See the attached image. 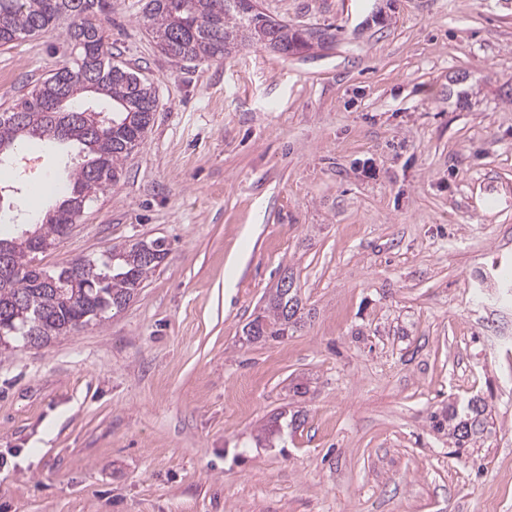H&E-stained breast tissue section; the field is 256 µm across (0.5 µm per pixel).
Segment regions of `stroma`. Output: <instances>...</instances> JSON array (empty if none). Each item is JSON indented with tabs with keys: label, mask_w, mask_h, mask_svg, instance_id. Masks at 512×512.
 I'll list each match as a JSON object with an SVG mask.
<instances>
[{
	"label": "stroma",
	"mask_w": 512,
	"mask_h": 512,
	"mask_svg": "<svg viewBox=\"0 0 512 512\" xmlns=\"http://www.w3.org/2000/svg\"><path fill=\"white\" fill-rule=\"evenodd\" d=\"M143 2L105 24L152 130L34 263L169 251L116 315L0 352V512H512V305L468 292L512 270V0H260L332 43L207 62L162 55ZM72 59L0 46V112ZM84 156L1 159L0 221ZM287 271L309 317L247 343ZM472 397L493 431L449 447L428 418Z\"/></svg>",
	"instance_id": "obj_1"
}]
</instances>
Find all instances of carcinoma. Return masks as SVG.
<instances>
[{"instance_id":"carcinoma-1","label":"carcinoma","mask_w":512,"mask_h":512,"mask_svg":"<svg viewBox=\"0 0 512 512\" xmlns=\"http://www.w3.org/2000/svg\"><path fill=\"white\" fill-rule=\"evenodd\" d=\"M107 0H0V45L22 36L67 24L76 61L57 68L10 111L0 113V155L8 154L31 138L48 142H76L90 158L72 175L71 188L56 210L26 232L6 227L0 243L11 245L10 261L21 277L0 281V336L34 334L45 345L109 312H120L142 282L155 273L167 256L165 241L137 242L94 259L101 284L74 290L67 268L47 271L32 265L36 254L67 235L89 204L122 174L125 159L143 143L157 111L152 83L122 63L112 61L109 34L102 18ZM143 18L156 45L176 61L222 58L241 46H259L282 56L300 54L330 37L325 30L297 28L277 20L258 0H146ZM93 104L109 122L94 127L83 118L81 97ZM50 277L55 288L42 287ZM288 287L275 288L264 312L244 327L245 339H279L305 317L304 306L286 273ZM488 406L480 399L452 402L430 417L432 428L448 434L457 448H473L492 431Z\"/></svg>"}]
</instances>
